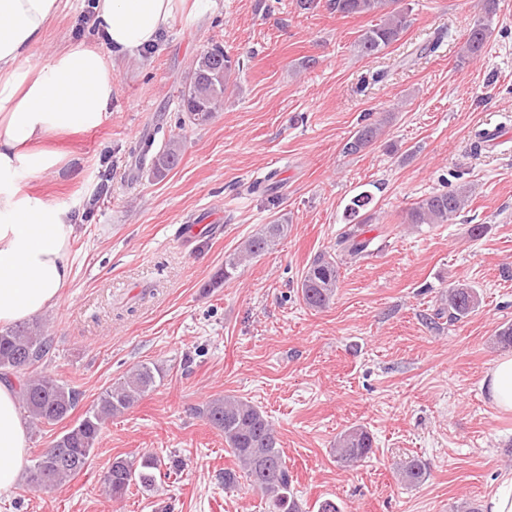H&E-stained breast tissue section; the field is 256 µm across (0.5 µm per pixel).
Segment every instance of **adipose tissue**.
<instances>
[{
    "label": "adipose tissue",
    "instance_id": "ef3b65f1",
    "mask_svg": "<svg viewBox=\"0 0 512 512\" xmlns=\"http://www.w3.org/2000/svg\"><path fill=\"white\" fill-rule=\"evenodd\" d=\"M185 0H96L106 42H66L32 53L63 11V0H0V327L54 308L72 279L75 226L65 209L27 189L30 180L77 175L82 158L54 139L97 126L112 106L118 61L158 44ZM481 384L491 404L512 412V354L497 357ZM30 432L15 389L0 382V494L28 459Z\"/></svg>",
    "mask_w": 512,
    "mask_h": 512
}]
</instances>
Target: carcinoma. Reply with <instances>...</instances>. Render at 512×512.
<instances>
[{
    "mask_svg": "<svg viewBox=\"0 0 512 512\" xmlns=\"http://www.w3.org/2000/svg\"><path fill=\"white\" fill-rule=\"evenodd\" d=\"M327 9L340 16L373 15L377 23L365 29L355 42L357 53L370 58L398 42L409 26V8L403 0H326ZM494 0H486L482 15L470 27L459 53L462 61L478 58L483 53L492 33ZM213 66L224 69V83H229L236 63L218 45L204 49ZM226 88L214 92L191 75L189 83L179 95V108L183 121L194 125L208 124L224 102ZM383 134V123L361 125L346 141L343 153L356 155L370 148ZM180 135L169 136L162 151L153 159L155 173L173 169L181 158ZM468 187L462 185L434 191L415 202L407 211L404 223L447 224L460 213L467 203ZM372 194L364 191L355 195L347 205V214L359 218L360 211L372 202ZM367 219L347 227L337 246L351 257L367 252L370 240L363 237ZM288 225L266 224L244 240L233 256L224 260V268L213 278L211 287L218 288L232 279L242 262L259 257L271 250L286 235ZM339 283V263L328 251L316 254L304 269L299 290L303 302L314 310H323L333 303ZM479 304L474 288L458 286L448 289L442 307L435 316L449 314L459 320L469 315ZM52 342L45 336L37 320L19 323L0 331V379L18 373L17 391L21 408L37 426L56 425L68 419L79 402V393L63 380L46 371H35L36 363L48 359ZM163 379V370L143 363L133 367L112 383L89 408L62 435L52 443L55 453H39L26 471V482L36 491L50 492L63 481L87 469L91 454L102 433L106 420L134 406L146 393ZM212 427L224 435V443L236 459L239 470H224V488L232 489L245 478L249 487L266 500L267 512H302L301 504L293 492V476L279 443L273 424L256 406L234 395L210 399L198 410ZM372 451V438L361 427L350 428L336 437L337 460L354 464L367 458ZM161 459L142 456L139 460L118 457L103 479L105 493L113 499L126 496L131 487L148 488L155 485ZM426 476L424 465L414 460L402 471V479L418 484Z\"/></svg>",
    "mask_w": 512,
    "mask_h": 512,
    "instance_id": "cac0c4a2",
    "label": "carcinoma"
}]
</instances>
